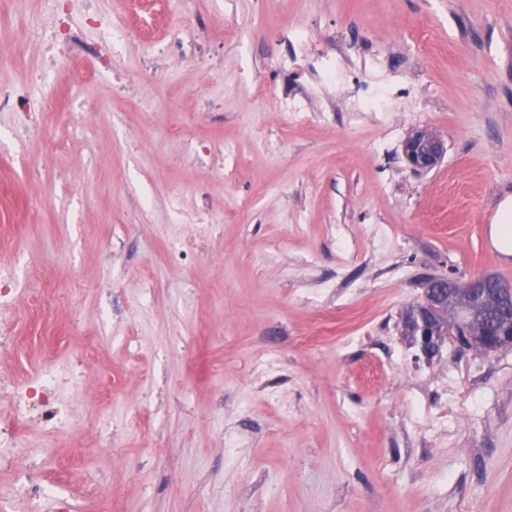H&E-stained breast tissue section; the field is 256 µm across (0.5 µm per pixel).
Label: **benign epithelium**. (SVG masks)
Listing matches in <instances>:
<instances>
[{
    "label": "benign epithelium",
    "mask_w": 512,
    "mask_h": 512,
    "mask_svg": "<svg viewBox=\"0 0 512 512\" xmlns=\"http://www.w3.org/2000/svg\"><path fill=\"white\" fill-rule=\"evenodd\" d=\"M446 152L444 141L424 130L408 135L403 144L404 158L413 171H428L435 168ZM490 274L474 276L461 283L455 278L435 276L425 289L422 302L410 307L403 317L406 333L425 356L436 352L443 333L435 317L445 309L472 304L482 310L492 308L504 314H512V287L507 284L495 286ZM512 346V330L500 329L495 334L481 337L479 347L485 354L494 353Z\"/></svg>",
    "instance_id": "obj_1"
}]
</instances>
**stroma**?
<instances>
[{"label":"stroma","instance_id":"1","mask_svg":"<svg viewBox=\"0 0 512 512\" xmlns=\"http://www.w3.org/2000/svg\"><path fill=\"white\" fill-rule=\"evenodd\" d=\"M0 22L52 16L45 0H0ZM309 24L323 50L377 56L401 111L345 112L347 88L325 86L326 111L275 112L313 61L279 68L283 41ZM199 26L222 69L147 73L150 44L130 31L112 76L91 58L51 76L44 133L0 138V262L69 291L44 315L0 311L18 336L0 375L85 358L70 403L89 429L56 440L45 479L84 512H512V346L445 342L427 359L401 334L423 276L512 282L489 240L512 196V0H166L161 30ZM42 53L14 42L0 82H24ZM132 74L137 110L114 91ZM421 129L447 151L414 172L402 142ZM188 137L223 156L199 164ZM174 195L224 214L181 260ZM270 356L279 374L257 380ZM94 477L110 504L87 495Z\"/></svg>","mask_w":512,"mask_h":512}]
</instances>
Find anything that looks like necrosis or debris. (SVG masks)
I'll return each instance as SVG.
<instances>
[{
	"instance_id": "4bbe7bcc",
	"label": "necrosis or debris",
	"mask_w": 512,
	"mask_h": 512,
	"mask_svg": "<svg viewBox=\"0 0 512 512\" xmlns=\"http://www.w3.org/2000/svg\"><path fill=\"white\" fill-rule=\"evenodd\" d=\"M77 6L81 7L87 24L96 28L98 43H90L81 29L72 27L70 16ZM47 8L54 16L51 28L20 31L21 36L33 35L42 42L44 55L39 68L29 77L26 87L19 90L0 88V112L11 116L8 132L20 145L34 134L40 113L58 106L53 97L33 95V87L81 55L95 57L99 72L108 74L112 71L114 25L98 12L94 0H47ZM199 58L219 66L224 63L223 56L214 48L203 28L191 39L176 33L152 36L145 67L158 74L163 63ZM313 76L321 85L352 86L353 95L346 102L348 111L372 112L385 118L398 108V93L373 68L356 71L344 59L317 53ZM25 301L36 309L47 305L46 299L34 292L32 277H19L13 267L1 265L0 310L14 308ZM82 362V356L75 354L66 362L45 364L35 379H0V402L8 409L7 422L0 424V466L8 468L12 474L8 489H0V512H8L18 497L25 500L27 512H74L70 501L45 482L40 461L26 449L25 431L35 427L55 436L82 428L81 419L74 416L66 402L67 394L79 387Z\"/></svg>"
}]
</instances>
